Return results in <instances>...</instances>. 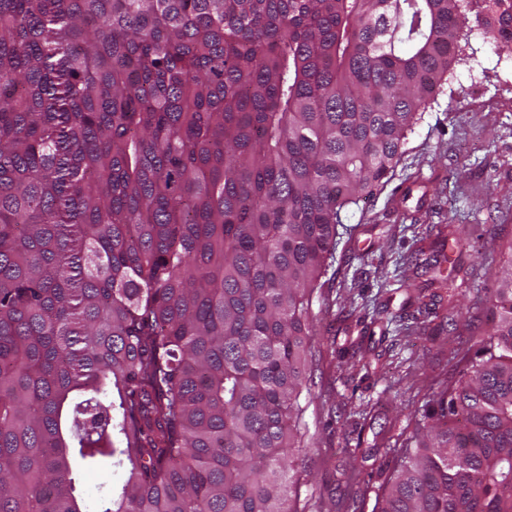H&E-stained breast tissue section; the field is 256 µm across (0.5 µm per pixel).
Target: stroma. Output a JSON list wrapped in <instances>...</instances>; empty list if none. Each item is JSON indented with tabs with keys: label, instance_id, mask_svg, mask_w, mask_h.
Here are the masks:
<instances>
[{
	"label": "stroma",
	"instance_id": "35a3bbf8",
	"mask_svg": "<svg viewBox=\"0 0 512 512\" xmlns=\"http://www.w3.org/2000/svg\"><path fill=\"white\" fill-rule=\"evenodd\" d=\"M471 0L458 61L409 134L404 155L373 195L341 214L348 228L311 305V392L303 396L300 512H344L345 470L377 473L391 460L426 384L451 380L460 340L425 322L400 290L403 260L430 225L456 224L453 260L490 289L482 258L512 256V51L495 50ZM361 447L353 459L349 448Z\"/></svg>",
	"mask_w": 512,
	"mask_h": 512
}]
</instances>
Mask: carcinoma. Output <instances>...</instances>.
<instances>
[{
  "instance_id": "carcinoma-1",
  "label": "carcinoma",
  "mask_w": 512,
  "mask_h": 512,
  "mask_svg": "<svg viewBox=\"0 0 512 512\" xmlns=\"http://www.w3.org/2000/svg\"><path fill=\"white\" fill-rule=\"evenodd\" d=\"M512 50V0H491ZM458 0H0V512H298L341 213L447 80ZM444 249L419 313L469 326ZM378 512H512V259Z\"/></svg>"
}]
</instances>
